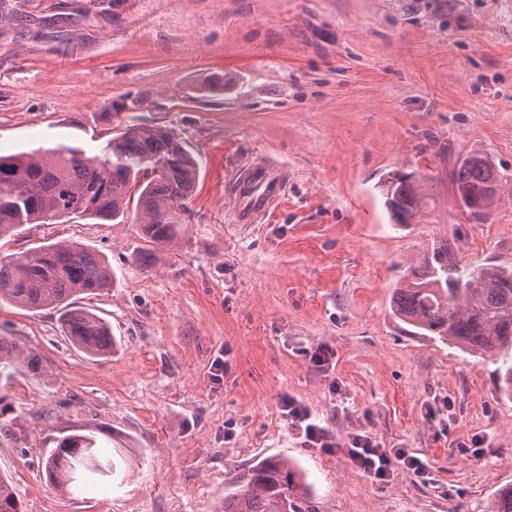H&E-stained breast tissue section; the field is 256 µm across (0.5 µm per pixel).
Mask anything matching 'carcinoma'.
I'll return each mask as SVG.
<instances>
[{"label": "carcinoma", "instance_id": "carcinoma-1", "mask_svg": "<svg viewBox=\"0 0 512 512\" xmlns=\"http://www.w3.org/2000/svg\"><path fill=\"white\" fill-rule=\"evenodd\" d=\"M199 161L173 130L127 125L96 154L79 147L38 149L0 156V241L25 234L28 224L50 220L100 218L123 224L127 213L140 224L150 247L134 256L147 270L157 251L177 241L195 188ZM458 189L477 190L499 174L487 158L473 155L453 173ZM403 203L409 220L419 209L412 182L383 186ZM134 211H129L131 200ZM112 287V269L103 253L89 245L61 241L25 250L0 251V302L37 311L62 310V328L82 352L112 354L115 339L107 322L75 299L100 295ZM392 315L414 328L413 334L450 343L482 361L512 354V271L494 265H462L446 239L427 247L403 270L390 298ZM11 357L34 369L31 351L0 337V361ZM54 488L70 494L90 481L112 478V456L89 435L62 438L44 461ZM285 458H266L231 479L215 512H315L308 486L295 480ZM0 512H20L12 480L0 475Z\"/></svg>", "mask_w": 512, "mask_h": 512}]
</instances>
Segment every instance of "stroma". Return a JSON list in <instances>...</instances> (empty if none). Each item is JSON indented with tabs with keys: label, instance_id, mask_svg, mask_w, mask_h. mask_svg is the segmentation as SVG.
Instances as JSON below:
<instances>
[{
	"label": "stroma",
	"instance_id": "obj_1",
	"mask_svg": "<svg viewBox=\"0 0 512 512\" xmlns=\"http://www.w3.org/2000/svg\"><path fill=\"white\" fill-rule=\"evenodd\" d=\"M128 124L173 129L201 161L157 265L135 264L132 223L52 220L7 245L100 250L113 284L90 304L117 339L92 358L59 311L0 304V336L40 359L0 389L22 512H214L268 457L298 465L316 512H489L512 486V399L495 364L409 334L389 301L435 240L512 270V0H0L1 155L94 153ZM476 153L502 178L477 223L451 181ZM254 168L283 191L244 224ZM396 170L422 188L408 224L385 205ZM290 400L423 470L376 481L306 447ZM73 434L116 472L69 496L43 459Z\"/></svg>",
	"mask_w": 512,
	"mask_h": 512
}]
</instances>
